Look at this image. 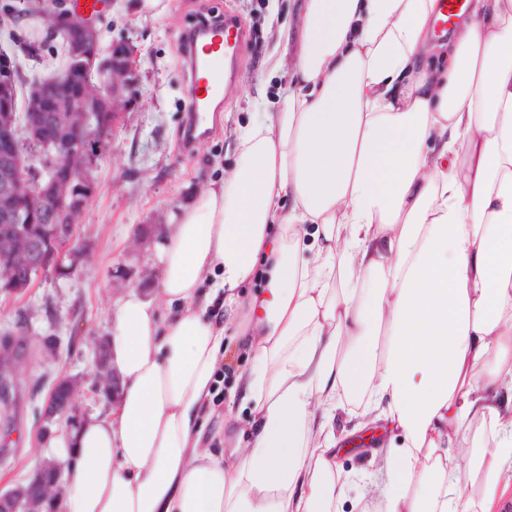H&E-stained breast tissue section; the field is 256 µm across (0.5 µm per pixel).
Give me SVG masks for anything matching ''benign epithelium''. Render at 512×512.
<instances>
[{"label":"benign epithelium","instance_id":"benign-epithelium-1","mask_svg":"<svg viewBox=\"0 0 512 512\" xmlns=\"http://www.w3.org/2000/svg\"><path fill=\"white\" fill-rule=\"evenodd\" d=\"M43 18L47 34L62 37L69 62L34 80L21 112V70L16 57L0 51V287L16 295L40 276L70 275L85 255L75 223L139 83L137 50L121 41L103 51L97 14L58 2ZM96 348L103 391L116 396L120 376L107 368L105 342ZM43 414L47 423L69 428L85 422L73 379L55 384ZM69 475L68 464L43 460L27 483L0 489V512H54L53 495Z\"/></svg>","mask_w":512,"mask_h":512}]
</instances>
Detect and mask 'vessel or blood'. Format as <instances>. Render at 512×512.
Wrapping results in <instances>:
<instances>
[{"mask_svg": "<svg viewBox=\"0 0 512 512\" xmlns=\"http://www.w3.org/2000/svg\"><path fill=\"white\" fill-rule=\"evenodd\" d=\"M201 44L188 52L190 112H198L201 104L220 95L231 76V66L245 40V32L233 19L195 33Z\"/></svg>", "mask_w": 512, "mask_h": 512, "instance_id": "obj_1", "label": "vessel or blood"}]
</instances>
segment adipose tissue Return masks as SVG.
Returning a JSON list of instances; mask_svg holds the SVG:
<instances>
[{
	"label": "adipose tissue",
	"mask_w": 512,
	"mask_h": 512,
	"mask_svg": "<svg viewBox=\"0 0 512 512\" xmlns=\"http://www.w3.org/2000/svg\"><path fill=\"white\" fill-rule=\"evenodd\" d=\"M436 21L437 0H304L272 110L157 247L156 301L113 311L121 391L57 438L55 512H336L332 419L354 396L404 437L369 476L374 512H494L512 487V0H471L446 42ZM232 337L253 361L227 405L249 419L218 457L204 429Z\"/></svg>",
	"instance_id": "adipose-tissue-1"
}]
</instances>
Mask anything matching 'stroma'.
Wrapping results in <instances>:
<instances>
[{
    "mask_svg": "<svg viewBox=\"0 0 512 512\" xmlns=\"http://www.w3.org/2000/svg\"><path fill=\"white\" fill-rule=\"evenodd\" d=\"M140 0H105L97 28L102 47L126 41L139 52L137 97L113 131L110 148L95 172L96 192L76 228L87 251L72 275L45 276L22 295L0 291V353L14 355L13 387L0 403V485L11 487L30 477L51 457V434L42 412L46 397L63 376L76 382L75 401L82 413H106L108 402L95 393L98 382L95 348L105 338L115 302L130 290L155 297L160 269L156 241H143L144 224L168 227L171 216L187 205L208 182L224 177L240 154L239 130L252 120L258 102L273 97L285 72H272L282 57L295 61L300 0H160L141 12ZM51 0H28L27 13L16 30L40 46V56L22 60L26 77L44 71L51 59L40 16ZM236 15L246 33L234 79L220 107V127L195 146L183 145L189 81L181 56V35L197 14ZM292 28L289 42L278 39L280 28ZM252 351L231 341L224 361V380L214 402L215 414L205 433L215 455H223L227 438L243 427L247 412L225 417L227 392L247 369ZM336 456L346 495L338 512H364L361 478L371 471L374 449H352L341 442Z\"/></svg>",
    "mask_w": 512,
    "mask_h": 512,
    "instance_id": "35a3bbf8",
    "label": "stroma"
}]
</instances>
